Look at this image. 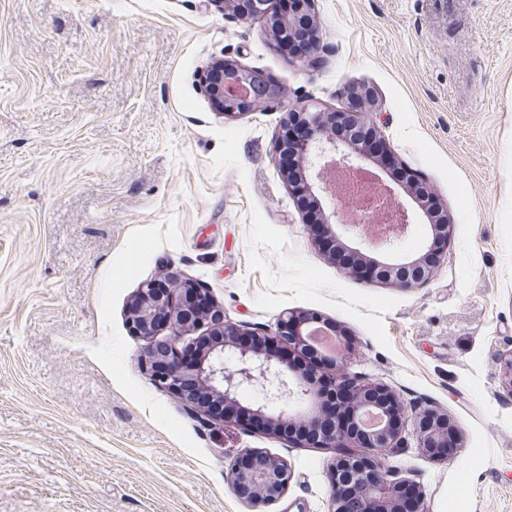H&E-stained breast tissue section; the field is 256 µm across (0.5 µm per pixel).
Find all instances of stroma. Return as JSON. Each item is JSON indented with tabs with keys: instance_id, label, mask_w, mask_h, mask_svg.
Listing matches in <instances>:
<instances>
[{
	"instance_id": "1",
	"label": "stroma",
	"mask_w": 512,
	"mask_h": 512,
	"mask_svg": "<svg viewBox=\"0 0 512 512\" xmlns=\"http://www.w3.org/2000/svg\"><path fill=\"white\" fill-rule=\"evenodd\" d=\"M317 57L207 0H0V512H249L245 448L292 480L258 512H326L337 451L212 426L142 371L137 288L175 272L227 321L345 331L347 369L460 427L387 463L425 512H512V0H315ZM261 71L375 121L454 222L432 280L368 285L318 246L271 162L282 111L215 112L197 74ZM288 463L267 452L241 450L229 465L225 481L246 505L268 506L278 502L291 481Z\"/></svg>"
}]
</instances>
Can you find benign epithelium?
<instances>
[{"label":"benign epithelium","mask_w":512,"mask_h":512,"mask_svg":"<svg viewBox=\"0 0 512 512\" xmlns=\"http://www.w3.org/2000/svg\"><path fill=\"white\" fill-rule=\"evenodd\" d=\"M233 5V12L243 19H259L267 29H286L293 34L299 24L314 26V0H295L296 11L282 15L268 9V0H208L224 9ZM201 93L214 108L227 115H242L259 105L275 100L279 91L261 72L235 60L217 58L198 76ZM376 98L365 89L351 96L349 106L337 112H324L314 105L301 104L288 109L282 131L300 124L303 141L302 175L307 189L319 205L324 228L338 243L339 250L356 262L350 272L370 284L393 285L397 288H418L435 275L445 257L444 242L451 235L448 210L441 208V219L429 224L431 237L419 254L399 259L392 250L418 223L429 218L404 200V185L377 178L392 204L391 223L373 227L369 224H348L342 219V207L336 200L327 174L335 167L344 171L363 170L374 164L385 168L376 155L350 139L336 136V129L350 132L366 131L383 156L397 163L389 143L373 119ZM285 135L273 147L278 175L289 185L293 175L281 162ZM376 244L378 256L371 257L361 246ZM207 321L209 333L188 341L183 336ZM128 325L146 342L145 364L154 382L173 397L187 403L207 416V420L225 423L229 415L211 412L200 397L207 396L237 407L251 390H259L262 401L251 412L263 422L265 430L285 436L300 445L338 448L349 441L358 451H349L334 459L331 467V497L328 512H350L343 484H354L360 490L355 512H404L400 492L416 483L396 475L385 461L403 441L408 420L396 394L380 384L360 383L345 374H332V383L345 386L357 398L353 408L356 430L335 429L324 424L319 409L320 385L300 374L294 362L276 358L239 341L252 332L224 321L209 294L199 285L176 274L142 284L129 312ZM170 329L164 341L157 333ZM337 335L336 325L317 315L301 311L285 314L274 331L261 337L274 343H286L301 354L316 352L313 336L316 331ZM235 365L227 366L228 360ZM417 447L426 456L437 459L434 449L458 441L456 425L446 416L425 412L413 423ZM229 489L249 506H268L278 502L288 489L291 469L288 463L266 452L244 449L238 453L225 473Z\"/></svg>","instance_id":"1"}]
</instances>
